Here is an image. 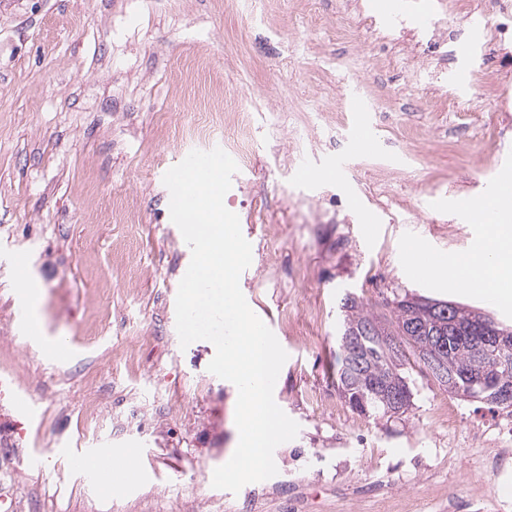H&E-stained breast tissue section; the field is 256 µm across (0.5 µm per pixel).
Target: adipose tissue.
I'll use <instances>...</instances> for the list:
<instances>
[{
    "label": "adipose tissue",
    "instance_id": "obj_1",
    "mask_svg": "<svg viewBox=\"0 0 512 512\" xmlns=\"http://www.w3.org/2000/svg\"><path fill=\"white\" fill-rule=\"evenodd\" d=\"M487 211L493 220L479 237L481 254H451L440 266H414L413 275L448 282L478 297L495 295L502 306L512 304V209L490 203Z\"/></svg>",
    "mask_w": 512,
    "mask_h": 512
}]
</instances>
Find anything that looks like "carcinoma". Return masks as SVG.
Wrapping results in <instances>:
<instances>
[{
    "mask_svg": "<svg viewBox=\"0 0 512 512\" xmlns=\"http://www.w3.org/2000/svg\"><path fill=\"white\" fill-rule=\"evenodd\" d=\"M392 304L391 318L384 324L357 299L347 296L341 299L342 335L358 333L369 326L377 328L374 335L363 339L361 359H354L347 348H342L343 362L337 384L359 413L388 412L392 409V392L411 394L403 372L408 351L421 362L445 353L447 367L433 373V377L456 396L462 397L467 392L462 379L465 374L484 375L494 385L512 388V369L491 370L473 349L468 329L481 310L456 305L454 327L450 329L437 313L415 297L406 295Z\"/></svg>",
    "mask_w": 512,
    "mask_h": 512,
    "instance_id": "1",
    "label": "carcinoma"
}]
</instances>
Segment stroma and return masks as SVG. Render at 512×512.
<instances>
[{"label": "stroma", "instance_id": "stroma-1", "mask_svg": "<svg viewBox=\"0 0 512 512\" xmlns=\"http://www.w3.org/2000/svg\"><path fill=\"white\" fill-rule=\"evenodd\" d=\"M461 2L393 0L384 13L360 0L369 33L336 0H0V496L16 512H455L504 487L472 465L512 448L500 430L512 407L450 394L413 360L404 411L360 415L336 386L348 293L381 317L408 294L512 328L511 305L413 279L407 256L415 242L468 253L481 227L454 198L512 173V38L491 60L457 49L512 16L479 0L475 33ZM418 11L446 24V42L384 67L390 18ZM490 63L506 106L479 89ZM462 67L460 111L439 110ZM354 94L379 151L339 178L329 165L347 150ZM220 106L252 117L251 162L224 204L252 246L241 291L288 354L274 400L299 425L274 451L277 474L235 494L212 486L235 446V388L209 372L211 342L180 344L191 250L163 183ZM303 166L317 179L300 181ZM71 448L133 454L140 477L87 487Z\"/></svg>", "mask_w": 512, "mask_h": 512}]
</instances>
